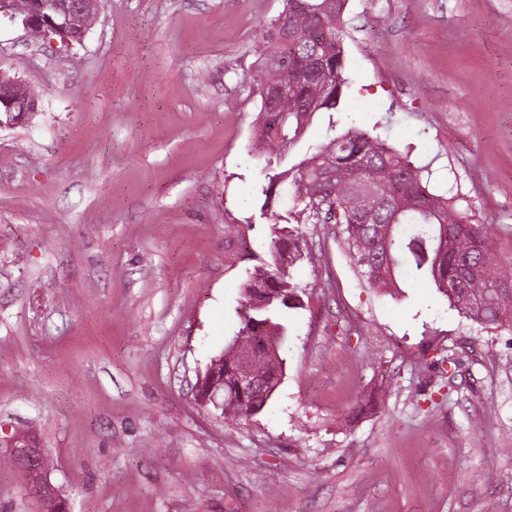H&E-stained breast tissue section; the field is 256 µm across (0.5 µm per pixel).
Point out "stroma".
I'll use <instances>...</instances> for the list:
<instances>
[{"mask_svg":"<svg viewBox=\"0 0 512 512\" xmlns=\"http://www.w3.org/2000/svg\"><path fill=\"white\" fill-rule=\"evenodd\" d=\"M283 7L103 0L68 48L0 20V73L37 101L0 127V437L42 448L71 512H512V333L423 284L367 287L334 225L302 227L311 299L265 409L196 402L267 256L262 210L292 207L295 187L261 195L265 165L368 129L512 230V0H348L343 109L269 162L255 75ZM0 512H42L10 465Z\"/></svg>","mask_w":512,"mask_h":512,"instance_id":"stroma-1","label":"stroma"}]
</instances>
